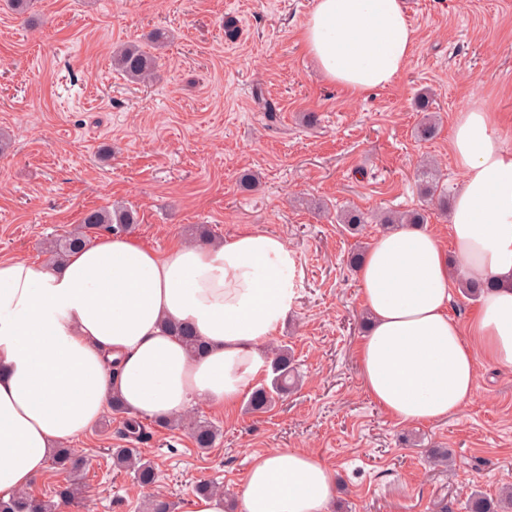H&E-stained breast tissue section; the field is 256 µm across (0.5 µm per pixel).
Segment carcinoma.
<instances>
[{"label": "carcinoma", "mask_w": 512, "mask_h": 512, "mask_svg": "<svg viewBox=\"0 0 512 512\" xmlns=\"http://www.w3.org/2000/svg\"><path fill=\"white\" fill-rule=\"evenodd\" d=\"M113 67L132 81H141L153 77L158 67V57L142 49L136 44L122 45L113 55ZM417 111L425 113L418 128L420 138L429 140L437 132V119L428 114L429 98L421 97L416 103ZM425 182L426 193L435 198L437 205L443 211L448 210L450 199L448 193L439 188V178L431 172L428 166L421 170ZM337 220L344 224L348 231H356L364 223V216L356 209L342 212ZM426 215L421 212L387 213L380 219L385 225L394 224H423ZM82 230L57 239L51 243V252L58 258L89 244L90 234H119L129 231L137 223L136 212L122 206L110 209L100 208L87 212L82 220ZM175 335L179 336L185 346L194 354L200 355L205 347L200 338L186 326L173 328ZM272 373L271 385L254 389L248 400V408L253 412H264L275 403V397H280L295 388L299 382V375L295 367L291 352L285 345L273 350L270 358ZM112 412L116 415H125L123 421L124 438L138 443L148 438L141 423L128 415V410L117 399L112 400ZM196 447L206 450L215 445L220 429L205 418L191 419L185 425ZM114 468L133 476V479L143 485L155 483L156 472L150 461L146 460L136 447H123L112 449ZM53 462L61 470L69 474L65 483L55 488L49 498H37L29 495H18L7 500L0 497V512H58L61 504L73 505L80 500L81 486L77 482L83 470V460L67 449L58 448L53 453ZM512 506V490H504L501 497L494 499L483 494L475 493L469 499L467 512H503V509Z\"/></svg>", "instance_id": "obj_1"}]
</instances>
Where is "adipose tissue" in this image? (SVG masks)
Segmentation results:
<instances>
[{"instance_id":"1","label":"adipose tissue","mask_w":512,"mask_h":512,"mask_svg":"<svg viewBox=\"0 0 512 512\" xmlns=\"http://www.w3.org/2000/svg\"><path fill=\"white\" fill-rule=\"evenodd\" d=\"M415 41L403 0H315L303 29L325 77L355 95L390 86ZM511 138L473 100L451 135L461 184L449 245L402 225L375 238L358 267L369 317L360 381L397 423L460 411L478 358L512 367ZM296 271L285 240L257 229L162 252L104 235L59 262L0 258V497L28 493L51 451L75 448L113 399L152 420L238 404L296 305ZM491 276L496 288L461 331L448 313L451 283ZM175 324L193 328L203 355L170 333ZM335 483L315 453L273 448L252 458L242 512H330Z\"/></svg>"}]
</instances>
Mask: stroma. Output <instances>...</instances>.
Instances as JSON below:
<instances>
[{
    "instance_id": "stroma-1",
    "label": "stroma",
    "mask_w": 512,
    "mask_h": 512,
    "mask_svg": "<svg viewBox=\"0 0 512 512\" xmlns=\"http://www.w3.org/2000/svg\"><path fill=\"white\" fill-rule=\"evenodd\" d=\"M406 2L416 30L407 66L356 97L303 47L314 0H36L33 23L0 0V133L10 139L0 151V257L47 260L46 240L115 204L136 211L131 236L159 250L260 229L296 253L297 305L276 339L292 350L298 385L263 413L195 405L193 416L223 431L204 452L186 429L144 423L156 490L178 512L212 480L227 512H239L251 457L271 448L314 451L335 470L332 512H463L473 490L493 496L512 483V368L478 362L473 398L433 423H395L360 386L354 249L384 233L373 218L386 211H425L427 230L447 241L448 215L422 194L417 169L434 160L441 184L457 190L450 134L474 88L512 126V0ZM228 17L240 28L232 42ZM157 29L169 34L158 50ZM124 43L156 50L153 81L113 69ZM427 89L439 130L424 141L416 100ZM246 170L258 190H241ZM348 206L369 219L356 236L336 222ZM121 429L109 413L82 441L86 489L70 512H146L156 490L112 469Z\"/></svg>"
}]
</instances>
